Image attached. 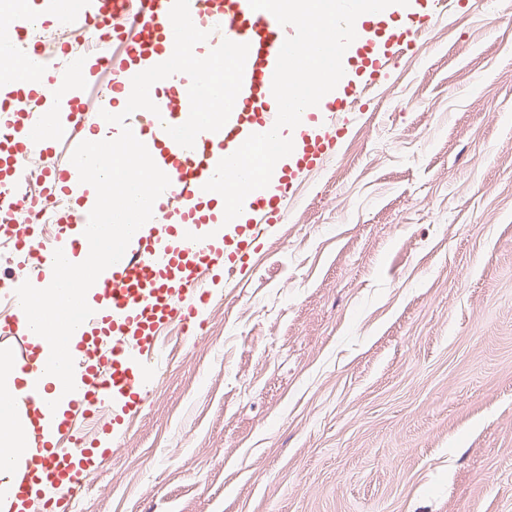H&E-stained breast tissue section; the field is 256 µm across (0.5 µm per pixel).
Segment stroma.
<instances>
[{"instance_id": "stroma-1", "label": "stroma", "mask_w": 512, "mask_h": 512, "mask_svg": "<svg viewBox=\"0 0 512 512\" xmlns=\"http://www.w3.org/2000/svg\"><path fill=\"white\" fill-rule=\"evenodd\" d=\"M195 329L79 512H512V11L403 51Z\"/></svg>"}]
</instances>
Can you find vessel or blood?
I'll return each instance as SVG.
<instances>
[{
  "label": "vessel or blood",
  "mask_w": 512,
  "mask_h": 512,
  "mask_svg": "<svg viewBox=\"0 0 512 512\" xmlns=\"http://www.w3.org/2000/svg\"><path fill=\"white\" fill-rule=\"evenodd\" d=\"M171 4L68 0L69 25L106 36L94 60L114 75L109 85L113 103L128 99L141 62L156 65L171 57ZM189 10L194 25L208 32L211 46L226 39L248 44L242 88L223 128L201 132L191 149L166 131L190 109L188 86L151 92L159 116L147 121L137 111L128 117V126L170 185L158 198L152 219L137 230L133 246L93 286V314L79 326L81 339L70 349L78 387L67 394L62 385H48L21 399L22 407L33 413L60 396L67 397L68 407L61 417L26 436L24 447L12 453L14 465L0 466V477L15 481L19 512H69L97 469L102 435L128 428L140 414L148 379L163 374L170 332L187 334L217 284L234 287L240 260L282 222L289 207L302 201L301 186L332 162L341 136L361 123L366 90L386 76L399 53L420 34L408 23L372 19L364 24L363 35L343 56V78L317 107V126L298 132L292 161L280 169L273 188L251 192L243 217L232 220L230 229L218 237L209 230L212 217L205 210L213 195L203 186L220 159L249 135L274 126L278 106L273 75L282 44L295 29L280 25L269 12L252 9L249 0H189ZM70 57L66 45L50 56L31 53L32 79L9 81L19 106L0 114V127L17 130L14 139L0 144L1 209L9 208L16 194L11 183L15 170L33 156H49L60 142L73 147L98 138L100 111L87 92L86 79L72 76ZM44 179L50 192L73 199L82 189L71 164L45 167ZM76 221L75 214L62 216L56 237L42 245L39 254L26 256L14 278L40 275L52 269L55 250L70 253L79 247V240L69 234ZM38 238L37 226L20 216L0 228V239L15 245ZM10 358L32 378L46 374L25 335L14 336Z\"/></svg>",
  "instance_id": "obj_1"
}]
</instances>
